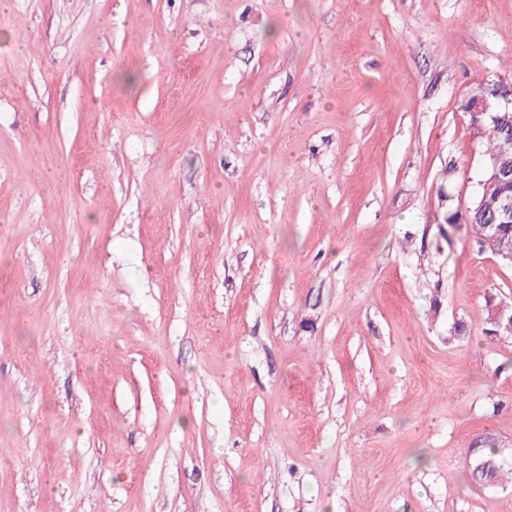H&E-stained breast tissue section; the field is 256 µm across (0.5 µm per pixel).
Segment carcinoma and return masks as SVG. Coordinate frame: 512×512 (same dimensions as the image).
Listing matches in <instances>:
<instances>
[{
  "instance_id": "cac0c4a2",
  "label": "carcinoma",
  "mask_w": 512,
  "mask_h": 512,
  "mask_svg": "<svg viewBox=\"0 0 512 512\" xmlns=\"http://www.w3.org/2000/svg\"><path fill=\"white\" fill-rule=\"evenodd\" d=\"M488 81L476 84L459 103V109L466 111L473 101L489 96ZM473 134L483 147L485 159L503 158L512 162V128H498L483 115H469ZM512 192V184L478 188L477 194L466 208L461 209L448 202L442 221L448 227L465 228L479 250H489L501 262L512 265V256L505 253L503 243L512 239V224H505L501 218V201L504 191ZM484 335L492 340L512 337V305L488 299ZM474 458L483 464V470L472 473L475 481H489L495 486H504L503 471L506 462L494 447L474 449Z\"/></svg>"
}]
</instances>
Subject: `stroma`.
Listing matches in <instances>:
<instances>
[{
  "label": "stroma",
  "instance_id": "35a3bbf8",
  "mask_svg": "<svg viewBox=\"0 0 512 512\" xmlns=\"http://www.w3.org/2000/svg\"><path fill=\"white\" fill-rule=\"evenodd\" d=\"M490 77L512 0H7L0 512H512ZM494 80L497 82L500 90L505 93L509 94V92H512V85L508 84L507 82L503 83L501 79H494L488 78V80H485L481 83L476 84L472 88L469 89V91L466 93V95L461 99L459 103V109L464 112L467 110V108L471 105L473 101L480 97H487L485 99H478L473 103L471 112H489L491 108V102L492 97L489 95L488 91L490 90L489 81ZM490 101V103H489ZM484 183V180L477 181V194L464 209L456 206L449 194L445 196L448 198V206L442 221L448 224V229L465 227L479 250L488 249L501 262L512 265V256L503 250V243L512 238V224L502 222H512V197H506L502 201L506 188L511 194L512 183L508 187H479ZM485 321L484 335L491 340L512 337V305L489 298ZM473 457L476 458L478 463L483 464L481 472L475 473L474 468H472L474 480L478 483L482 480L490 481L493 486H501L504 489L503 471L506 462L500 455L499 449L494 447L475 448Z\"/></svg>",
  "mask_w": 512,
  "mask_h": 512
}]
</instances>
